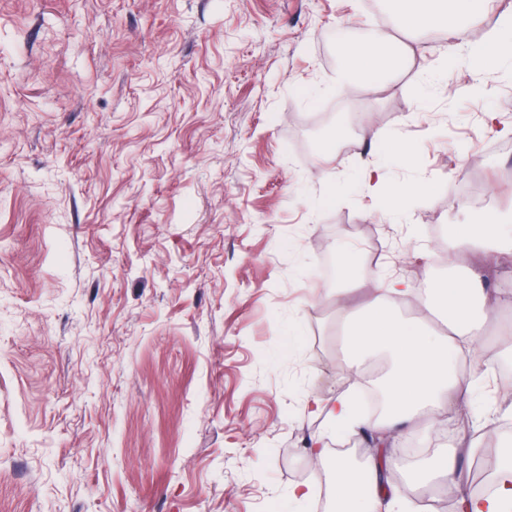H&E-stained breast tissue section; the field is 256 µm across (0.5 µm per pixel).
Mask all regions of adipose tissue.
Masks as SVG:
<instances>
[{
  "instance_id": "adipose-tissue-1",
  "label": "adipose tissue",
  "mask_w": 512,
  "mask_h": 512,
  "mask_svg": "<svg viewBox=\"0 0 512 512\" xmlns=\"http://www.w3.org/2000/svg\"><path fill=\"white\" fill-rule=\"evenodd\" d=\"M489 0H387L392 14L411 19L419 29L444 21L452 42L444 58V68L457 62L460 51L480 55L489 48L500 52L512 50V17L500 19L491 31L490 45H473L469 31L488 15ZM340 53L344 62L336 74L337 84L352 88L365 74L389 66L400 55L388 37L380 31L363 40L343 42ZM464 250H481L489 257L512 255V226L500 213L488 211L477 215L463 234L448 245V258H456ZM336 312L342 317L336 332L346 349L345 368L359 372L377 355L391 361L389 381L385 387L388 407L383 415L370 423L383 442H391L402 428L418 423L433 424L438 417L450 413L474 393L476 379L491 380L493 360L486 355V346L475 332L473 307L483 303L487 317L498 310L512 307V295L491 294L480 275L456 282L444 289L443 309L448 317V333H432L418 320L398 315L397 304L405 299L419 302L429 309L426 297L400 280L382 284L362 273L365 263L360 254L347 245L337 244ZM365 298V309L354 318H346L351 294ZM388 455H381L370 464L355 468L337 461L331 472L335 484L336 512H417V505L401 496L385 477ZM432 477L442 491L453 496L461 512H512V453L497 457L491 466L493 490L487 495L469 489L470 469L458 466L455 456L440 459Z\"/></svg>"
}]
</instances>
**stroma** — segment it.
Here are the masks:
<instances>
[{
    "label": "stroma",
    "mask_w": 512,
    "mask_h": 512,
    "mask_svg": "<svg viewBox=\"0 0 512 512\" xmlns=\"http://www.w3.org/2000/svg\"><path fill=\"white\" fill-rule=\"evenodd\" d=\"M384 2L0 0V512H333L312 438L376 456L309 406L365 387L324 259L347 242L434 300L477 269L440 263L449 187L480 166L512 212V69L471 97L447 32ZM347 25L414 52L342 91ZM374 168L425 190L389 215Z\"/></svg>",
    "instance_id": "1"
}]
</instances>
